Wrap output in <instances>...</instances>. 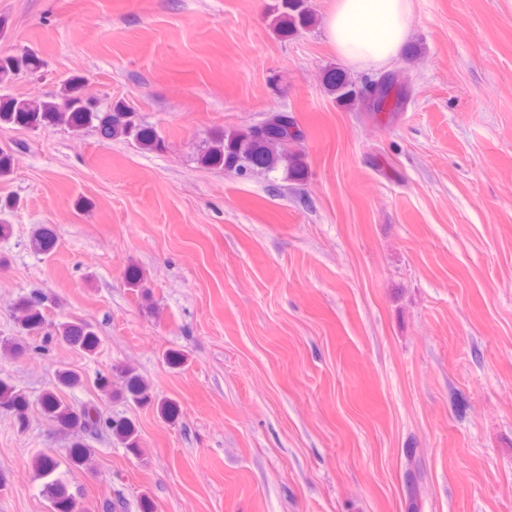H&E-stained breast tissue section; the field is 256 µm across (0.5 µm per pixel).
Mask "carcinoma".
<instances>
[{
	"label": "carcinoma",
	"mask_w": 512,
	"mask_h": 512,
	"mask_svg": "<svg viewBox=\"0 0 512 512\" xmlns=\"http://www.w3.org/2000/svg\"><path fill=\"white\" fill-rule=\"evenodd\" d=\"M270 27L281 37H290L316 23V14L310 0H275L270 13ZM43 67L42 59L34 52L20 55H0V127L19 126L40 128L61 126L73 132L95 128L105 139H121L143 150H158L164 146L163 138L156 129L145 124L138 113L126 102L118 100L107 109L88 110L81 103L84 78L73 75L64 80L58 91L36 97H22L10 92L14 78L21 73L35 75ZM325 87L339 104L350 105L362 99L356 83L340 68L325 74ZM406 85L395 74H388L383 94L375 101H368L373 115L381 112L386 99H391L388 114L394 116L403 103ZM303 138V132L295 119L286 112H270L265 119L245 129L224 128L211 134L207 146L198 155V163L209 169H220L235 175L241 168L249 167V174L282 171L285 180L300 181L307 172L301 153L288 148ZM54 238L47 231L32 236L31 247L36 252L52 250ZM18 327L26 333H35L45 323L43 298L34 295L19 298L14 304ZM51 339L77 352L91 355L98 342L90 324L64 321L55 324ZM57 384L40 397L41 410L52 418L61 429L87 435L102 431L101 413L95 407L76 408L61 396L64 388H73L82 381L79 371L62 367L56 373ZM124 391L126 398L135 403L157 402L161 413L172 418L177 412L174 403L155 400L149 385L138 376L125 372ZM30 403L26 395L7 381L0 380V411L11 414L17 425L25 427ZM112 433L125 448L139 451L138 434L126 420L109 422ZM92 448L84 439L76 438L69 449V461L80 466ZM59 462L51 454H42L34 461L37 475L45 480L53 512H91V508L78 501L66 486L54 477Z\"/></svg>",
	"instance_id": "obj_1"
}]
</instances>
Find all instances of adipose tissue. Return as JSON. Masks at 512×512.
I'll return each instance as SVG.
<instances>
[{
    "label": "adipose tissue",
    "instance_id": "adipose-tissue-1",
    "mask_svg": "<svg viewBox=\"0 0 512 512\" xmlns=\"http://www.w3.org/2000/svg\"><path fill=\"white\" fill-rule=\"evenodd\" d=\"M412 18L413 0H334L324 33L352 69H381L399 58Z\"/></svg>",
    "mask_w": 512,
    "mask_h": 512
}]
</instances>
